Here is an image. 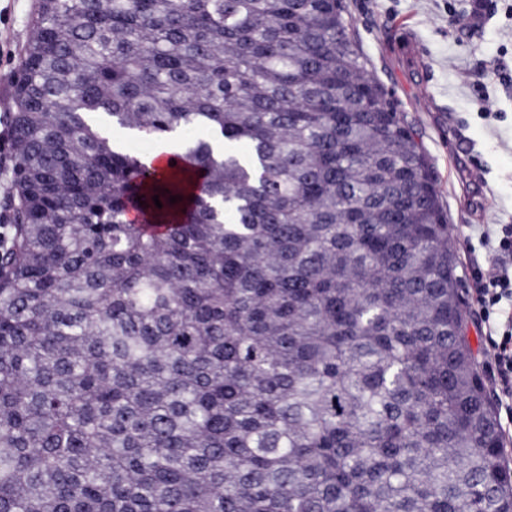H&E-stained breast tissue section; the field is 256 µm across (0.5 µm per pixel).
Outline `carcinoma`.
<instances>
[{
  "label": "carcinoma",
  "instance_id": "carcinoma-1",
  "mask_svg": "<svg viewBox=\"0 0 512 512\" xmlns=\"http://www.w3.org/2000/svg\"><path fill=\"white\" fill-rule=\"evenodd\" d=\"M352 29L343 0H38L0 512H512L448 215ZM188 127L166 179L110 135Z\"/></svg>",
  "mask_w": 512,
  "mask_h": 512
}]
</instances>
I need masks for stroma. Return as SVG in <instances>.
I'll return each mask as SVG.
<instances>
[{
  "label": "stroma",
  "mask_w": 512,
  "mask_h": 512,
  "mask_svg": "<svg viewBox=\"0 0 512 512\" xmlns=\"http://www.w3.org/2000/svg\"><path fill=\"white\" fill-rule=\"evenodd\" d=\"M482 27L452 22L474 0H344L369 72L413 127L432 166L456 255L466 333L486 364L484 324L472 299L474 269L494 254L492 224H512V0H495ZM37 0H0V225L10 223V116L15 71Z\"/></svg>",
  "instance_id": "stroma-1"
}]
</instances>
